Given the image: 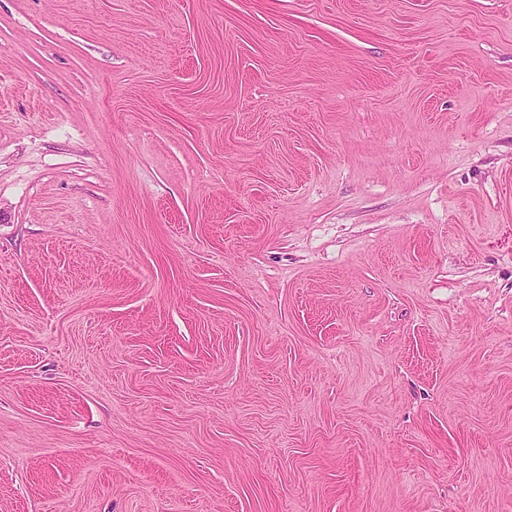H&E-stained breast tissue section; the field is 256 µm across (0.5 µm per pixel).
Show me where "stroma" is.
Instances as JSON below:
<instances>
[{"mask_svg":"<svg viewBox=\"0 0 512 512\" xmlns=\"http://www.w3.org/2000/svg\"><path fill=\"white\" fill-rule=\"evenodd\" d=\"M0 512H512V0H0Z\"/></svg>","mask_w":512,"mask_h":512,"instance_id":"35a3bbf8","label":"stroma"}]
</instances>
